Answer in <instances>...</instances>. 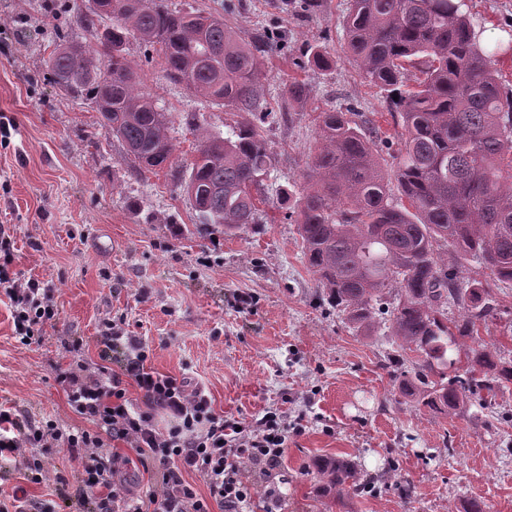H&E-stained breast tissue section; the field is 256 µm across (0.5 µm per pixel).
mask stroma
<instances>
[{
	"mask_svg": "<svg viewBox=\"0 0 512 512\" xmlns=\"http://www.w3.org/2000/svg\"><path fill=\"white\" fill-rule=\"evenodd\" d=\"M176 10L223 17L240 37L282 33L262 56L258 111L275 157L273 185L301 188L319 136V115L358 112L378 128L379 161L399 131L386 92L341 56L347 0H168ZM88 0H0V115L12 120L0 147V225L15 241L14 269L55 285L60 316L23 346L0 303V400L26 418L84 426L55 381L58 368L100 365V333L124 319L153 350L155 371L201 385L217 413L253 421L273 411L290 427L274 481L281 512H512V382L491 406L469 401L434 414L400 391L390 363L397 346L385 324L354 332L322 297L307 268L290 213L294 198L267 207L265 223L233 236L196 223L171 170L136 173L90 101L62 94L49 56L59 37L87 41ZM487 48L498 49L500 82L512 87V0H466ZM315 45L336 57L328 69H295ZM143 87L170 120L181 159L194 155L191 115L214 128L239 115L162 77L161 58L138 41L126 46ZM309 85L284 103L292 81ZM502 313L480 327L512 360V284L488 279ZM251 297L240 308L238 298ZM352 463L363 489L325 493L324 460Z\"/></svg>",
	"mask_w": 512,
	"mask_h": 512,
	"instance_id": "35a3bbf8",
	"label": "stroma"
}]
</instances>
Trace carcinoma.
<instances>
[{
	"label": "carcinoma",
	"instance_id": "cac0c4a2",
	"mask_svg": "<svg viewBox=\"0 0 512 512\" xmlns=\"http://www.w3.org/2000/svg\"><path fill=\"white\" fill-rule=\"evenodd\" d=\"M464 5L349 0L344 50L397 98L403 132L391 172L409 206L389 202L375 140L337 109L322 113L296 200L303 258L322 296L357 332L388 322L403 367L399 388L437 414L512 381V363L479 336L480 324L501 313L479 276L512 282V88L499 81ZM81 23L94 44L60 40L49 69L61 92L89 97L137 173L173 167L176 145L167 114L125 57L130 40L159 52L165 79L213 105L255 112L260 55L274 41L252 45L223 18L173 10L166 0H90ZM332 63L313 47L299 67ZM409 65L421 77L400 93ZM192 127L196 155L177 182L199 223L220 224L226 235L263 223L260 205H274L273 157L257 125L243 118L226 131ZM450 305L456 320H448ZM458 337L475 344L464 367L448 353ZM318 470L330 492L356 484L347 461Z\"/></svg>",
	"mask_w": 512,
	"mask_h": 512
}]
</instances>
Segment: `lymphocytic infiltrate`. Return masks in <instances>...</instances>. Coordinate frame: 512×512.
I'll return each instance as SVG.
<instances>
[{"instance_id":"lymphocytic-infiltrate-1","label":"lymphocytic infiltrate","mask_w":512,"mask_h":512,"mask_svg":"<svg viewBox=\"0 0 512 512\" xmlns=\"http://www.w3.org/2000/svg\"><path fill=\"white\" fill-rule=\"evenodd\" d=\"M15 242L0 226V295L8 301L13 334L30 345L59 318L53 285L24 279L14 270ZM102 366L58 369L56 381L83 428L62 430L52 422L20 418L15 408L0 405V459L23 469L28 480L46 477L43 455L65 452L76 464L75 497L84 512H250L256 495L245 468L265 474L279 468L288 447V427L268 413L255 421L217 414L203 387L188 378L155 371L151 349L133 335L123 319H110L100 336ZM117 367H108V360ZM138 398H130L129 387ZM132 452L152 480L131 491L118 483L120 452ZM207 496H200L194 479Z\"/></svg>"}]
</instances>
